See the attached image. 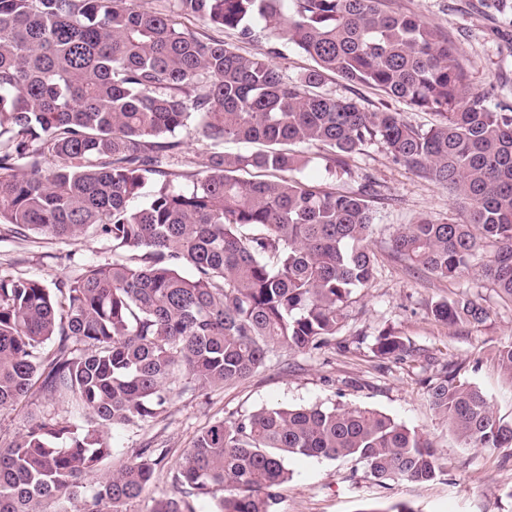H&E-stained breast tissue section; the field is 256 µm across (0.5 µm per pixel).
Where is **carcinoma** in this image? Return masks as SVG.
<instances>
[{
  "mask_svg": "<svg viewBox=\"0 0 512 512\" xmlns=\"http://www.w3.org/2000/svg\"><path fill=\"white\" fill-rule=\"evenodd\" d=\"M182 16L244 37L262 20L314 66L290 79L201 41ZM458 56L438 28L385 0H175L169 13L137 0H0V228L112 243V261L51 286L0 276V408L30 393L67 396L92 417L31 421L0 446V512H126L167 453L140 448L89 485L117 456L109 430L155 421L181 376L183 393L223 387L277 348L330 344L375 276L376 190L299 177L315 160L308 147L328 153L334 178L378 141L447 188L464 215L403 226L393 253L452 279L492 242L483 273L512 299V106L472 92ZM331 73L440 120L417 129L398 112L331 98L320 92ZM189 135L209 142L208 163L177 174ZM226 142L252 149L227 153ZM250 169L270 178L240 177ZM148 185L147 201L132 205ZM434 316L468 327L488 311L464 299L438 303ZM410 351L392 331L374 344L387 359ZM495 361L512 383V345ZM428 397L463 445L512 447V422L454 369ZM293 456L356 458L384 485L439 471L426 439L384 413L278 406L204 428L174 482L211 498V512H273ZM153 512L195 508L164 496Z\"/></svg>",
  "mask_w": 512,
  "mask_h": 512,
  "instance_id": "1",
  "label": "carcinoma"
}]
</instances>
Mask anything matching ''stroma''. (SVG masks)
<instances>
[{"label": "stroma", "instance_id": "stroma-1", "mask_svg": "<svg viewBox=\"0 0 512 512\" xmlns=\"http://www.w3.org/2000/svg\"><path fill=\"white\" fill-rule=\"evenodd\" d=\"M387 3L394 11L438 27L460 46L459 61L472 91L512 105V0L504 9L495 0ZM187 25L200 39L221 41L241 55L267 59L290 78L313 65L296 46L274 41L260 29L253 38L244 39L238 31L192 18ZM322 91L336 99H357L371 112L401 113L418 128L438 121L433 113L336 74L328 75ZM368 179L380 186L379 196L372 201L370 240L377 258L376 276L370 287L353 294L334 344L309 353L277 350L265 368L236 385L172 395L165 413L149 426L111 430L112 446L120 457L149 442L169 451L155 488L129 504L127 512H152L155 497L173 494L178 459L214 420L277 405L338 404L385 413L423 433L438 458L437 477L426 483L383 487L359 460L294 457L286 462L290 477L281 488L276 512H372L400 502L408 503L414 512H512V448L490 452L462 447L438 419L428 398L429 380L442 367L451 366L457 368L460 379L487 393L500 416L512 420V383L493 359L498 348L512 344V302L500 297L480 262H472L459 277L448 280L412 268L392 252L391 240L402 225L456 211L446 188L393 162L377 141L352 157L348 176L337 186L355 191ZM111 259V245L99 235L0 239L1 275L31 277L47 284ZM467 298L487 308L489 317L483 324L454 329L434 317L438 303ZM388 330L410 341L411 351L403 359H383L373 353L375 338ZM32 415L62 420L78 417L79 411L68 399L37 395L0 409V445L12 441Z\"/></svg>", "mask_w": 512, "mask_h": 512}]
</instances>
